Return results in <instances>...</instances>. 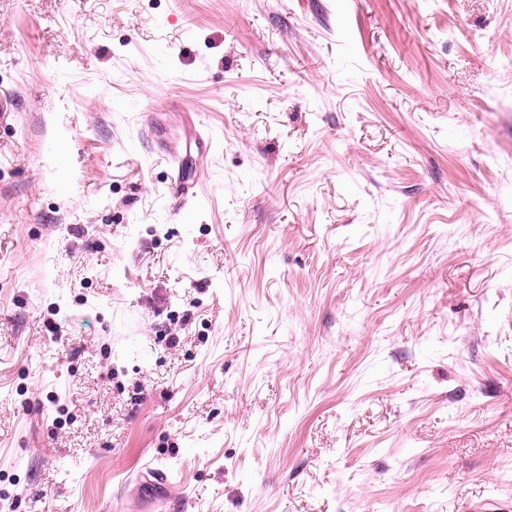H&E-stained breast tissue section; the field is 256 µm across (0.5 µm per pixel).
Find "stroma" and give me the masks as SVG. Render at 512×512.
<instances>
[{
    "label": "stroma",
    "mask_w": 512,
    "mask_h": 512,
    "mask_svg": "<svg viewBox=\"0 0 512 512\" xmlns=\"http://www.w3.org/2000/svg\"><path fill=\"white\" fill-rule=\"evenodd\" d=\"M202 113L196 207L137 135ZM512 499V0H0V512Z\"/></svg>",
    "instance_id": "stroma-1"
}]
</instances>
